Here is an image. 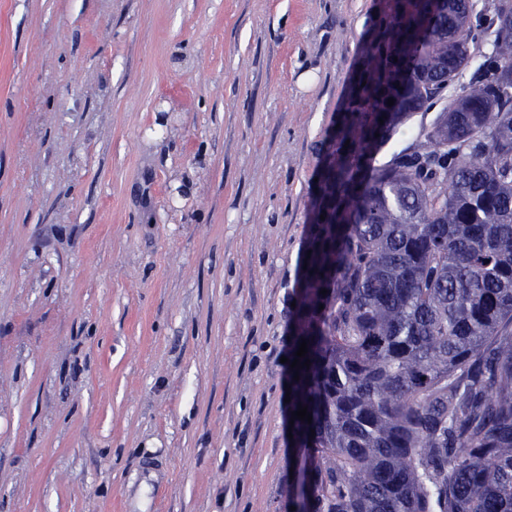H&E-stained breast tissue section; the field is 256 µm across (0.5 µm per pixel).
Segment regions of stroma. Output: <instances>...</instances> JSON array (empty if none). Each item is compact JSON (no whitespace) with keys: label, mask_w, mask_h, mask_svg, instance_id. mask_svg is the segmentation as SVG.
<instances>
[{"label":"stroma","mask_w":512,"mask_h":512,"mask_svg":"<svg viewBox=\"0 0 512 512\" xmlns=\"http://www.w3.org/2000/svg\"><path fill=\"white\" fill-rule=\"evenodd\" d=\"M395 3L0 0V512H291L316 179Z\"/></svg>","instance_id":"stroma-1"}]
</instances>
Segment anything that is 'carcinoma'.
Masks as SVG:
<instances>
[{"label":"carcinoma","mask_w":512,"mask_h":512,"mask_svg":"<svg viewBox=\"0 0 512 512\" xmlns=\"http://www.w3.org/2000/svg\"><path fill=\"white\" fill-rule=\"evenodd\" d=\"M473 8L408 0L382 22L329 147L293 344L307 512H512V0L450 97ZM437 102L417 148L370 167Z\"/></svg>","instance_id":"carcinoma-1"}]
</instances>
